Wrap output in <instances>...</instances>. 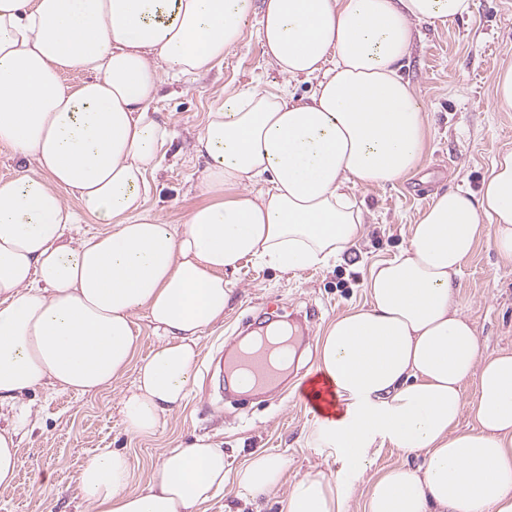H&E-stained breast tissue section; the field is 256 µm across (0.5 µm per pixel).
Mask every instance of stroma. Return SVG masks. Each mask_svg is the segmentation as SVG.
Returning a JSON list of instances; mask_svg holds the SVG:
<instances>
[{"label": "stroma", "instance_id": "obj_1", "mask_svg": "<svg viewBox=\"0 0 512 512\" xmlns=\"http://www.w3.org/2000/svg\"><path fill=\"white\" fill-rule=\"evenodd\" d=\"M510 63L512 0H474L468 16L444 25H416L402 73L426 109L424 157L415 172L395 183L354 188L366 235L330 268L275 270L245 260L237 271L225 273L232 295L224 320L201 339L196 384L185 409L168 417L154 436H132L122 423L119 400L131 387L133 373L95 395L49 387L33 393L34 423L20 443L23 467L13 487L0 488V512H86L77 476L99 450L126 451L132 461V486L139 489L162 452L199 435L222 441L227 461L223 492L201 512H284L285 490L250 503L236 496L231 476L258 448L287 457L290 480L314 467L338 471L336 456L310 442L314 415L299 398L298 380L314 367L313 342L306 344L297 373L264 397H224L223 378L209 371L214 354L245 329L306 317L314 309L318 317L307 324L313 338L336 315L367 304L365 281L372 263L392 258L406 246L410 224L432 196L458 188L478 191L495 155L512 149V112L493 107L495 75ZM281 81L252 22L212 70L164 83L151 112L172 138L150 179L146 209L166 223H184L199 201L195 187L206 167L189 144L208 112L239 91L256 85L270 89ZM455 284L461 309L483 350L512 351V262L502 258L492 242L482 241ZM48 474L57 493L44 503L33 481Z\"/></svg>", "mask_w": 512, "mask_h": 512}]
</instances>
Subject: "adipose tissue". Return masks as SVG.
I'll list each match as a JSON object with an SVG mask.
<instances>
[{
    "mask_svg": "<svg viewBox=\"0 0 512 512\" xmlns=\"http://www.w3.org/2000/svg\"><path fill=\"white\" fill-rule=\"evenodd\" d=\"M473 0H0V145L38 175L0 180V486L15 484L20 397L43 387L91 395L128 370L126 429L156 434L196 380L206 330L224 319V274L327 268L364 235L351 189L421 165L425 109L400 69L414 27L470 14ZM284 82L225 99L193 149L206 160L184 223L144 208L169 139L149 107L164 78L223 60L250 21ZM83 74L75 86L62 75ZM309 81L296 98L292 80ZM266 187L253 191L257 182ZM100 224L83 231L86 221ZM512 260V149L478 191L437 195L393 259L375 263L367 306L318 336L315 375L337 408L312 436L343 476L250 452L240 498L287 486L285 512H348L377 448L424 456L371 482L365 512H512V352L483 354L454 283L483 238ZM157 345L138 357L135 318ZM476 387L466 397L467 384ZM209 436L166 450L145 487L104 449L77 484L89 512H199L224 489Z\"/></svg>",
    "mask_w": 512,
    "mask_h": 512,
    "instance_id": "adipose-tissue-1",
    "label": "adipose tissue"
}]
</instances>
